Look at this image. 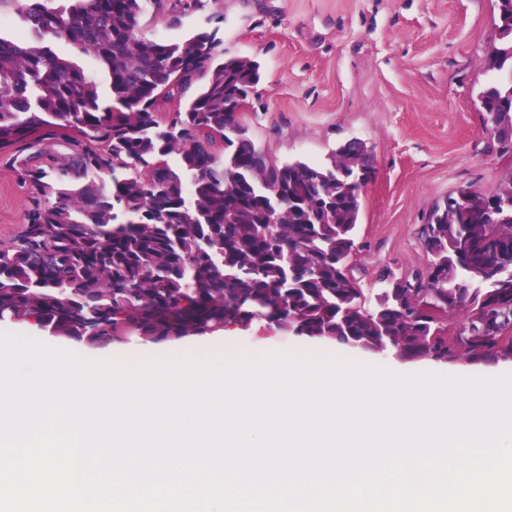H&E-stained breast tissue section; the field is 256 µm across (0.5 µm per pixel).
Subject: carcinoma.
Listing matches in <instances>:
<instances>
[{
	"instance_id": "1",
	"label": "carcinoma",
	"mask_w": 512,
	"mask_h": 512,
	"mask_svg": "<svg viewBox=\"0 0 512 512\" xmlns=\"http://www.w3.org/2000/svg\"><path fill=\"white\" fill-rule=\"evenodd\" d=\"M163 2L0 0L22 33L0 36V153L32 189L26 224L0 243V320L100 346L262 324L407 361L512 358L501 322L512 319V171L492 194L436 205L428 269L407 281L382 272L368 297L353 263L373 176L365 146L349 141L328 164L271 160L237 111L259 65L224 58L215 30L145 36L141 18ZM497 2L488 71L512 68V0ZM202 79L185 111L159 116V102ZM480 104L500 153L512 152V79ZM459 311L449 336L440 318Z\"/></svg>"
}]
</instances>
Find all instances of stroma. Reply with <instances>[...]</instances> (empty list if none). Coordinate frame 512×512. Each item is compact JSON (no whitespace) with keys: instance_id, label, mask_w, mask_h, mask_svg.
<instances>
[{"instance_id":"35a3bbf8","label":"stroma","mask_w":512,"mask_h":512,"mask_svg":"<svg viewBox=\"0 0 512 512\" xmlns=\"http://www.w3.org/2000/svg\"><path fill=\"white\" fill-rule=\"evenodd\" d=\"M222 14L229 57L257 60L263 80L240 120L273 160L327 163L365 143L374 176L361 192L353 262L362 288L381 270H426L422 231L435 203L460 189L492 193L512 170L485 130L479 96L499 75L483 60L497 41L496 0H210L173 19L150 8L142 30L183 40ZM31 190L0 154V241L26 220ZM313 340L256 327L228 330L208 355L314 348ZM189 337L158 347L115 341L102 353L138 360L198 353Z\"/></svg>"}]
</instances>
